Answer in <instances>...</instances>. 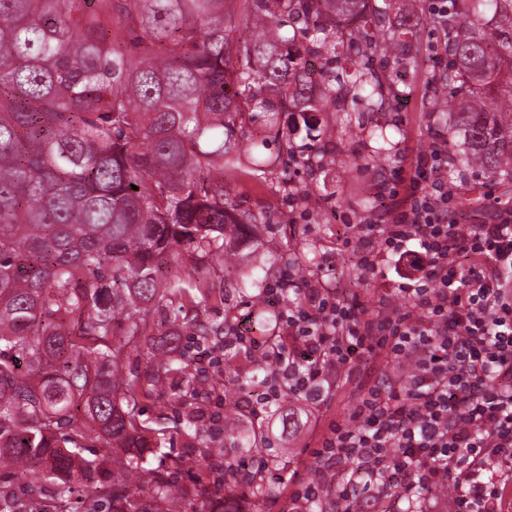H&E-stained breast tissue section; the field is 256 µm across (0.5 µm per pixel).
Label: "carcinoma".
<instances>
[{"label":"carcinoma","instance_id":"obj_1","mask_svg":"<svg viewBox=\"0 0 512 512\" xmlns=\"http://www.w3.org/2000/svg\"><path fill=\"white\" fill-rule=\"evenodd\" d=\"M232 2L0 0V469L42 471L61 505L83 486L106 512H176L209 494L210 475H231L203 450L174 462L190 485L162 474L127 485L161 440L139 421L140 399L187 374L173 339L144 378L123 374L120 358L154 342V308L190 297L162 272L177 248L226 272L248 257L263 214L240 208L231 185L247 174L239 146L254 115L306 166L330 165L312 113L359 96L370 112L393 108L391 75L365 60L402 64L418 35L387 24L388 0H244L252 32L236 41ZM451 2L448 64L431 80L439 99L460 93L450 131L462 152L448 177L465 166L511 180L512 126L490 117L484 90L506 77L512 94V0H486L489 18L473 0ZM284 112L302 126H282ZM368 137L364 170L378 174L391 140ZM276 185L318 203L285 173ZM239 422L224 396V439L237 440ZM94 442L122 454L110 482L104 461L81 455Z\"/></svg>","mask_w":512,"mask_h":512}]
</instances>
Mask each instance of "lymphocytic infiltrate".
<instances>
[{
	"instance_id": "f902f5d3",
	"label": "lymphocytic infiltrate",
	"mask_w": 512,
	"mask_h": 512,
	"mask_svg": "<svg viewBox=\"0 0 512 512\" xmlns=\"http://www.w3.org/2000/svg\"><path fill=\"white\" fill-rule=\"evenodd\" d=\"M447 173L448 149L435 146L409 180L406 209L385 229L368 227L380 253L414 272L403 289L410 310L368 319L317 288L285 308L295 286L285 278L264 291L280 309L278 352L251 336L224 342L272 357L271 402L289 392L320 403L327 373L361 355L409 366L368 388L314 453L317 468L343 482L341 512H352L361 483L395 487L411 504L445 485L450 512H512V219L462 227L449 216Z\"/></svg>"
}]
</instances>
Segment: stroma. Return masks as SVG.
<instances>
[{"label": "stroma", "instance_id": "stroma-1", "mask_svg": "<svg viewBox=\"0 0 512 512\" xmlns=\"http://www.w3.org/2000/svg\"><path fill=\"white\" fill-rule=\"evenodd\" d=\"M428 4L429 0H395L390 12L394 21L410 17L419 30L413 50L416 62L396 80L399 89L406 92L396 107L371 112L359 101L351 113H323L336 147L335 165L313 171L288 159L280 144L264 148V156L275 159L277 169L287 170L294 185H306L322 194L320 208L308 209L298 201L273 194L263 173L243 178L233 190L235 198L243 208L264 213L265 222L258 227V245L241 267L228 273L216 265L210 268L207 278L216 288L224 289V301H206L197 294L185 314L175 315L165 307L153 313L158 336L178 331L179 353L188 377L137 406L140 421L164 435L148 471L139 473V481L149 480L150 469L159 462L169 463L187 455L192 445L202 440L220 461L231 462L243 473L230 491L223 483H212L209 499L195 502L196 512H210L216 503L226 504L229 512H294L291 496L314 478L313 452L329 436L331 427L348 418L368 387L406 372L405 366L383 358L364 360L352 365L349 373L330 380L318 405L308 406L294 397L289 403L272 405L266 416L255 418L246 406L265 392L266 379L243 370H227L224 337L242 323L257 330L258 313L243 285L261 271L267 272L273 283L292 274L300 287L330 291L368 316L375 315L385 300L406 306L403 281L393 261L379 254L372 271L361 269L359 258L370 248L361 227L391 223L402 198L380 194L382 178L401 168L413 173L427 145L448 132L445 119L434 110L430 89L431 77L444 69L448 59L441 45L443 33L432 23ZM376 124L389 127L392 134L390 158L379 179L357 168L370 150L368 129ZM448 186L455 190L458 206L474 212L480 220L490 222L497 215L512 214V180L463 168ZM202 323L221 326L222 335H200L198 326ZM228 391L243 408V428H258L269 455L279 464L278 470L267 475L268 492L262 499L252 497L248 481L249 475L258 472L261 456L233 447L224 439L222 424L210 419L211 414L223 413ZM287 413L293 419L288 428L282 425Z\"/></svg>", "mask_w": 512, "mask_h": 512}]
</instances>
